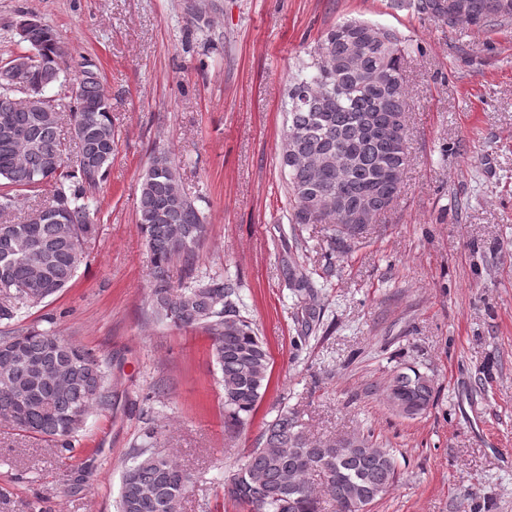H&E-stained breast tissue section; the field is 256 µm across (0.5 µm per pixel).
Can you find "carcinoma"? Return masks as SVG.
Wrapping results in <instances>:
<instances>
[{"label":"carcinoma","instance_id":"obj_1","mask_svg":"<svg viewBox=\"0 0 512 512\" xmlns=\"http://www.w3.org/2000/svg\"><path fill=\"white\" fill-rule=\"evenodd\" d=\"M464 18L448 19V0H413L420 15L446 19L450 26L481 27L512 18V0H467ZM342 21L314 49V73L289 85L286 127L288 149L280 164L288 175L293 224H329L331 239L341 244L360 226L345 223L336 208L307 215L309 193L322 190L345 172L348 203L357 202L387 156L404 114L407 88L404 62L408 48L395 32L378 39L359 37L361 51L352 56ZM23 41L35 59V93L44 95L67 68L68 52L47 25L27 32ZM385 70L388 85L360 86L364 74ZM8 90L0 79V420L32 438H45L70 450L90 410L107 405V375L89 350L51 329L13 330L23 307L42 305L67 288L87 258V245L99 233L98 211L90 200L106 181L117 137L110 97L95 64L86 60L75 77L68 111L53 103L47 112L13 107L3 112ZM83 101L100 103L82 112ZM69 124L79 138L75 154L64 156L61 129ZM153 168L139 189L137 224L151 254L154 312L177 327L199 328L211 339L212 354L222 373L224 419L245 425L259 406L269 383L270 356L251 323L240 315L232 284L220 278L195 277L177 288L167 271L175 261L191 266L207 235V225L180 187L178 168L166 149L154 148ZM32 203L38 222L13 221L21 204ZM289 287L313 297L303 273L291 274ZM386 391L399 394L400 413L417 416L434 401L432 381L412 369L394 374ZM158 429L133 449L125 463L119 512H175L191 475L170 456L154 450ZM396 475L391 449L370 434L333 441L310 439L298 416L281 409L265 425L240 468L224 481V496L248 512H320L310 478L319 476L336 512H359L351 495L364 505L382 496Z\"/></svg>","mask_w":512,"mask_h":512}]
</instances>
